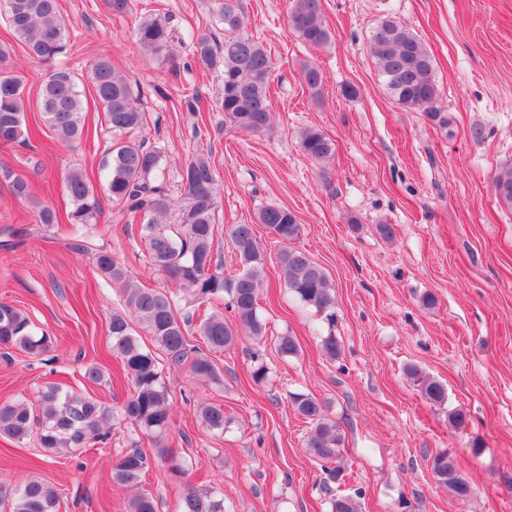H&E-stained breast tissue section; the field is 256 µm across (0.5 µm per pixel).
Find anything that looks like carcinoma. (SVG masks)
Listing matches in <instances>:
<instances>
[{
  "label": "carcinoma",
  "instance_id": "carcinoma-1",
  "mask_svg": "<svg viewBox=\"0 0 512 512\" xmlns=\"http://www.w3.org/2000/svg\"><path fill=\"white\" fill-rule=\"evenodd\" d=\"M212 15L224 27V44H215L205 27L191 40L193 58L203 69L220 72L225 120L243 132L261 133L270 127L273 114L270 52L246 30L238 0H212ZM3 20L12 36L26 44L29 55L49 70L40 93L44 126L51 138L76 147L85 133L84 104L70 72L54 68L56 59L67 51L58 0H11ZM288 21L290 29L308 45L320 47L330 40L321 0H290ZM135 34L141 47L150 54L168 50L175 38L173 28L155 18L141 20ZM369 49L378 76L399 108L421 112L434 125L448 127V113L441 106L442 95L434 77L433 58L416 33L401 21L384 16L370 31ZM301 75L312 96L320 97L324 81L320 68L305 64ZM91 78L112 134L122 137L112 145L105 163L109 195L116 204L143 214L139 233L150 264L178 283L183 296L144 286L112 252L93 247L90 230L100 214L99 201L85 174L71 170L65 183L71 201L66 218L73 227L68 247L76 253L91 255L100 274L121 285L130 315L112 314L109 337L133 390L122 405L112 407L49 382L40 387L36 406L24 400L0 404L1 439L21 441L35 432L40 447L51 454L71 453L105 440L112 422L120 419L146 435L162 434L170 422L164 367H187L198 380L216 377L212 361L195 344L198 339L210 349L222 350L235 345L239 333H244L256 345L252 351L251 379L259 384L268 376L262 354L266 324L258 312L266 258L253 225H230L227 236L240 269L235 277L224 278L223 269L214 262L218 232L214 216L219 189L210 156L198 154L183 165L179 178L185 204L179 209L177 223H166L174 204L163 187L165 156L160 150L124 139L144 128L146 113L135 105L128 83L109 60H96ZM24 91L19 75L7 68L0 69V146L24 139ZM300 143L316 163L327 161L335 152L332 139L316 128L304 129ZM0 174L17 199L30 198L25 176L8 169ZM493 188L498 203L512 211V160L497 169ZM256 223L264 225L282 244L277 260L289 290L320 314L332 311L336 297L326 271L304 251L293 247L301 235L296 216L284 207L266 206L256 214ZM225 293L230 295L233 322L225 319L222 312L203 315L196 322L193 313L180 308L182 303L198 307ZM142 331L151 337L152 347L140 342ZM0 346L14 347L37 357L50 351L54 341L44 332L36 334L27 314L1 302ZM408 375L424 398L440 405L445 402L447 393L440 382L415 368L408 369ZM292 405L311 425L306 447L327 475V483L345 479L340 455L343 436L338 424L326 414L325 403L313 395L295 394ZM199 419L211 431L222 433L226 428L224 408L219 405L201 404ZM430 465L438 483L448 488L454 500L465 503L472 497L471 483L448 453H436ZM147 470V456L133 448L112 465L110 478L118 487L134 489L141 485ZM361 499L359 489L337 493L331 498V512H361ZM124 505V512H156L153 497L144 491L129 497ZM60 509L56 490L41 480L30 479L16 489L11 512ZM184 510L224 512V494L190 486L184 495Z\"/></svg>",
  "mask_w": 512,
  "mask_h": 512
}]
</instances>
